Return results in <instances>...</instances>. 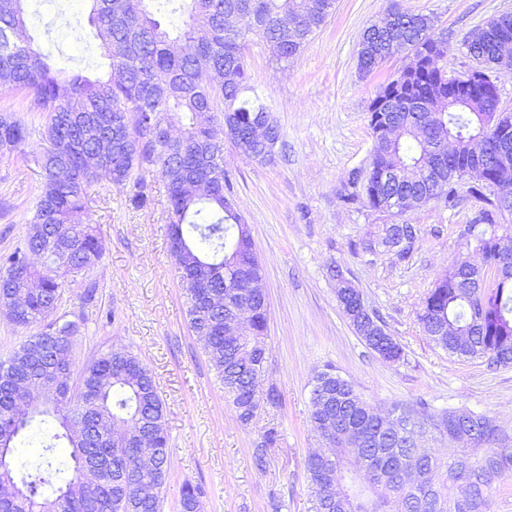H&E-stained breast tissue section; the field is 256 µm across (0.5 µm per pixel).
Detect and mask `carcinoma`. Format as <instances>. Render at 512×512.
Here are the masks:
<instances>
[{"instance_id":"1","label":"carcinoma","mask_w":512,"mask_h":512,"mask_svg":"<svg viewBox=\"0 0 512 512\" xmlns=\"http://www.w3.org/2000/svg\"><path fill=\"white\" fill-rule=\"evenodd\" d=\"M27 0H0V88L21 92L27 111L46 115L41 135L44 151L33 158L39 176L29 231L23 244L0 257V303L7 306L15 324L27 326L58 309L68 283L94 267L103 243L91 224L74 221L84 209L85 187L106 179L125 186L135 172L148 164L157 168L165 185L169 208V247L188 304L189 327L203 348L224 395L239 421L247 425L260 404L252 401V364L265 360L267 307L249 306L246 337L224 335V309L208 305L200 296L198 281L208 280L210 291L224 292L225 270L238 265L261 268L243 215L224 171V140L259 162L269 160L252 137L261 119L269 121L270 140L281 143V131L257 89L250 84L246 54L248 37H259L278 62H286L307 45L334 8L335 0H182V26L169 30L162 22L164 10L150 0H90L89 22L96 27L99 47L110 68L124 78L91 79L80 74L64 77L55 70L27 34ZM237 14L241 26L229 29L224 15ZM286 13L294 18L293 32L283 40L274 25ZM394 23L411 27L422 63L389 81L383 88L395 99L411 104L432 103L448 96V76L439 66L448 53V41L435 37L427 14L396 8ZM512 42V14L489 19L473 35L469 50L490 70L509 68L512 56L502 55ZM495 105V94L476 93L446 101L431 115L432 134L456 142L448 162L432 176L448 182L461 170L477 137L486 145L485 173L512 194V162L504 165L497 154L499 136L485 126L479 112ZM230 120L224 137L215 128ZM178 135L160 132L175 125ZM30 135L29 124L9 114L0 116V154L21 151ZM384 144L364 166L361 183L351 180L336 192L346 205H361L374 212L385 209L389 198L409 197L420 207L430 188L423 174L411 173L389 186L380 180L390 168H424L428 165L427 135L402 123L388 121ZM115 145L103 155L99 145ZM500 227L487 209L474 212L469 239L462 248L479 249L485 287L466 288L448 265V274L425 296L418 320L429 335L441 322L471 328L469 336H444L436 345L461 358H485L491 367L512 365V261L500 246ZM417 224H395L382 229L383 238L395 241L397 257L408 260L419 240ZM55 248L68 255L54 265L37 266L36 255L47 259ZM75 321L61 315L43 333L32 337L6 361H0V378L19 376L38 383L53 377L60 367V389L53 400L35 405L27 415L8 414L9 392L0 388V444L10 450L0 467V486L16 485L21 493H0V512H160L161 489L169 468L163 403L152 372L124 348H111L87 363L79 379L86 391L72 397L67 380L73 361L71 337ZM375 355L387 351L400 361L403 348L391 334L365 336ZM250 344L254 358L242 361L238 350ZM334 383L331 405L310 399V420L323 446L307 459L315 491L330 473L349 460L363 457L376 491V499L351 493L339 504L318 503V512H488L492 486L512 476V438L492 419L470 410L433 412L426 402L419 408L394 405L384 415L368 406L348 380L326 368L314 377V387ZM111 421L120 433L95 431L90 408ZM398 415L410 423L447 425L460 443L448 449L444 461L412 447L409 436L389 418ZM145 428L150 447L129 448L121 431ZM40 445L41 452L18 468V440ZM66 439L67 459H57L55 442ZM280 440L279 431L265 430L254 452L258 467L266 463L267 449ZM103 457L99 477L82 478L85 456ZM147 457L151 466L133 470L130 483L122 480L132 458ZM403 458L414 466L446 472V481L420 485L385 477L389 460ZM201 489L189 482L181 488L182 512H196Z\"/></svg>"}]
</instances>
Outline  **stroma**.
<instances>
[{
    "label": "stroma",
    "mask_w": 512,
    "mask_h": 512,
    "mask_svg": "<svg viewBox=\"0 0 512 512\" xmlns=\"http://www.w3.org/2000/svg\"><path fill=\"white\" fill-rule=\"evenodd\" d=\"M431 15L434 32L448 39L443 65L460 74L473 67L466 43L493 16L512 13V0H336L325 24L285 63H276L259 38L247 51L251 82L279 125L282 144L273 162L260 163L224 146L235 200L262 262L268 308V364L263 388L278 403L262 402L242 424L189 328L187 304L168 240L165 187L154 167L138 182L117 188L108 181L87 188L81 222L96 227L104 251L95 267L66 289L60 312L83 316L72 338L75 368L118 346L154 374L169 434L170 464L162 512H180L184 483L201 487L200 512H317L306 461L320 446L309 418L318 371L333 368L379 412L392 405L468 408L492 418L512 436V367L490 369L479 359L448 354L423 332L422 301L455 256L457 230L474 209L431 203L400 221L421 228L410 260L368 250L366 243L389 216L347 206L336 192L373 149L368 106L380 86L410 65L398 51L380 70L358 68L363 31L392 6ZM27 27L55 68L108 74L88 0H28ZM40 134L22 153L0 155V254L21 245L29 229L38 177L31 156L41 154ZM144 194L137 207L132 198ZM348 271L370 306L404 349L399 362L382 361L358 338L342 314L330 266ZM97 290L91 304L81 296ZM53 315L16 325L0 305V361L45 331ZM277 427L264 469L253 465L263 432Z\"/></svg>",
    "instance_id": "1"
}]
</instances>
